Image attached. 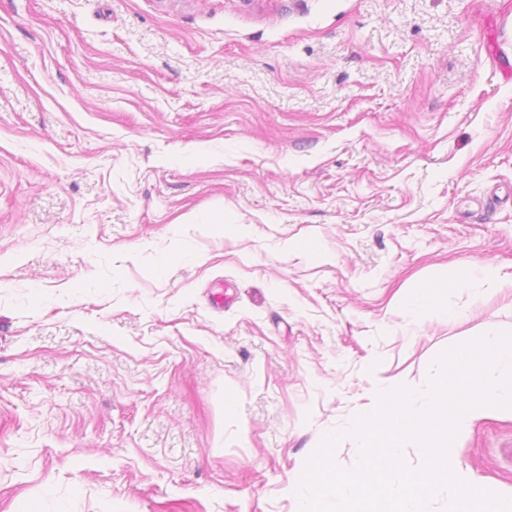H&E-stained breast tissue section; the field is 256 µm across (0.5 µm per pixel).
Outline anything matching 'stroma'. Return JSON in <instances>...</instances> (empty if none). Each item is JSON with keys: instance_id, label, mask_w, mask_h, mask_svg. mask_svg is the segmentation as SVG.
Here are the masks:
<instances>
[{"instance_id": "stroma-1", "label": "stroma", "mask_w": 512, "mask_h": 512, "mask_svg": "<svg viewBox=\"0 0 512 512\" xmlns=\"http://www.w3.org/2000/svg\"><path fill=\"white\" fill-rule=\"evenodd\" d=\"M505 57L512 0H0V512H298L379 382L512 333L453 285L512 267ZM450 460L512 498V420ZM500 266L488 262H464L458 268L456 286L468 288L474 282H485L493 288L512 287V274H502ZM438 288L434 282H421L415 294L403 303L402 311L408 330L417 328L430 311L443 319L457 317V313L448 308V303L438 298Z\"/></svg>"}]
</instances>
